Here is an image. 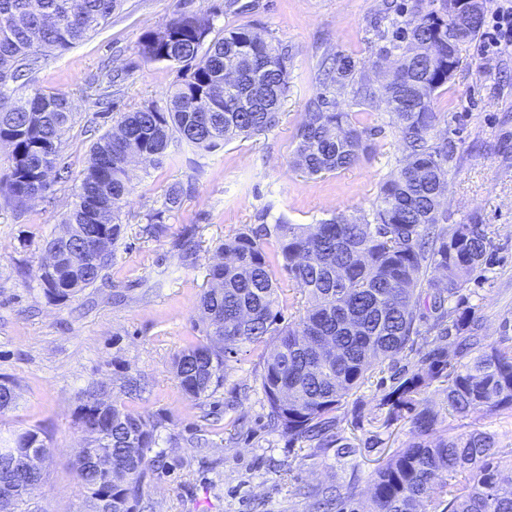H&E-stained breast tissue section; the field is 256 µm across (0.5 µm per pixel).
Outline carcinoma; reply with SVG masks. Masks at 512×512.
Returning <instances> with one entry per match:
<instances>
[{"instance_id": "1", "label": "carcinoma", "mask_w": 512, "mask_h": 512, "mask_svg": "<svg viewBox=\"0 0 512 512\" xmlns=\"http://www.w3.org/2000/svg\"><path fill=\"white\" fill-rule=\"evenodd\" d=\"M124 0H0V143L11 147L0 191L16 206L42 197L48 173L63 160L62 146L74 121L66 94L33 90L12 98L11 81L41 69L46 56L62 53L106 25ZM458 0H442V11L418 5L415 19L397 28L381 48L396 55L392 75L374 84L357 77L351 57L336 56L328 73L343 89L357 85L356 104L385 100L398 129L404 155L397 172L380 183L372 215L339 213L318 224L246 227L224 240V260L210 266L211 286L200 296L205 336L187 344L172 362L182 394L199 401L224 386L231 355L244 345L272 339L260 377L274 430L288 440H316L349 456L355 445L333 432L342 401L355 395L375 370L392 368L398 358L413 361L395 370L391 390L376 405L383 423L407 417L412 437L376 470L370 508L350 487L323 492L315 512H512V453L494 433L473 430L432 438L439 415L420 408L432 382H448V413L512 412V345L486 344L482 319L463 288L488 262L493 246L489 225L473 215L452 230L440 199L448 192L451 144L430 143L440 120L434 111L439 89L454 67L448 54L478 36L483 0L472 16L455 26ZM214 14L182 13L162 30L147 33L139 53L148 61L185 68L181 83L162 105L150 103L119 115L112 130L91 146V161L74 191L62 232L86 237L103 253L92 267L64 266L37 276L51 298H71L106 276L122 230V209L132 176L129 159L144 157L155 166L174 159L172 147L185 144L211 152L238 138L278 126L288 92V50L261 38L249 26L214 32ZM322 94L310 100L297 133L292 163L309 176L355 165L371 148L370 131L356 112H336ZM440 276L429 275L430 271ZM295 281L311 308L282 323V309L299 303L283 297L277 272ZM454 344L456 362L448 360ZM148 383L128 375L119 395L98 398L97 383L83 391L75 411L80 426L97 411L109 428L85 439L72 467L83 491L80 512H133L147 478L165 457L162 430L170 418L129 409ZM14 384L0 383V412L15 403ZM0 454V481L13 484L0 496V512H40L35 490L45 473L31 481L11 470L13 456L36 448L41 464L49 447L41 432L12 438ZM112 466L92 463L103 445Z\"/></svg>"}]
</instances>
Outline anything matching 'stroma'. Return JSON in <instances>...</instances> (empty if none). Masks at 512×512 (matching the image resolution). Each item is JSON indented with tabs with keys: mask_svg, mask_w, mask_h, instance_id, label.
Masks as SVG:
<instances>
[{
	"mask_svg": "<svg viewBox=\"0 0 512 512\" xmlns=\"http://www.w3.org/2000/svg\"><path fill=\"white\" fill-rule=\"evenodd\" d=\"M239 3L244 10L237 14L224 12V0H125L107 25L9 85L16 98L35 88L62 91L76 115L64 137L67 169L51 171L46 197L19 209L0 195V380L12 381L17 393L14 407L0 413V441H11L21 429L45 432L52 458L35 492L41 512H79L83 496L72 459L84 441L75 409L89 383L116 384L127 374L149 383L129 409L171 418L162 432L170 468L145 487L151 512H310L299 487L315 492L328 484L351 487L365 501L376 469L410 437L408 420L386 427L368 421L391 386L386 372L374 373L360 389L361 422H354L350 406L336 413V432L358 447L349 458L271 431L260 386L265 345L240 348L223 387L201 402L185 399L171 373L174 355L203 336L197 305L210 286L215 249L227 236L279 217L315 224L348 209L371 212L380 183L404 154L378 100L366 116L373 149L356 165L311 177L291 164L314 94L327 95L336 111L357 109L351 90L321 83L322 68L342 53L370 80L391 71L393 60L382 54L377 32L411 20L417 0ZM210 11L217 14L216 28L244 24L287 48L289 88L279 125L212 153L180 147L176 161L160 167L135 162L107 279L54 301L36 272L46 241L74 200L93 142L120 113L164 102L181 80L177 67L142 58V37L181 13ZM481 44L477 38L460 46L454 75L435 100L440 120L431 140L454 146L442 204L450 224L476 214L492 231L493 256L465 293L483 319L486 342L494 343L512 337V53L485 58ZM175 182L190 184V193L177 210L163 212L162 233L148 234V214L162 211L164 192ZM186 239L197 247L195 259L178 247ZM445 389L436 381L426 393L428 407L439 415L436 434L478 429L512 448L511 416L451 415Z\"/></svg>",
	"mask_w": 512,
	"mask_h": 512,
	"instance_id": "35a3bbf8",
	"label": "stroma"
}]
</instances>
